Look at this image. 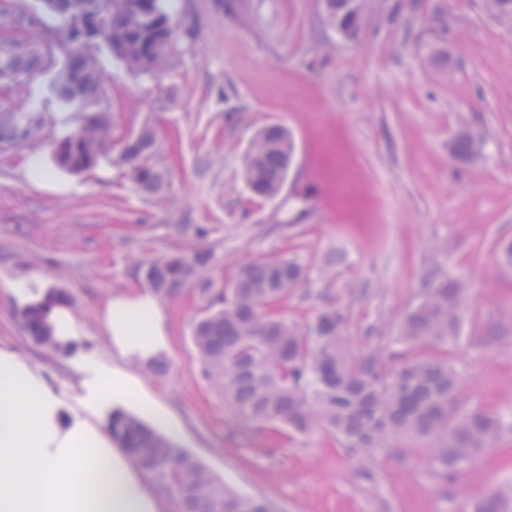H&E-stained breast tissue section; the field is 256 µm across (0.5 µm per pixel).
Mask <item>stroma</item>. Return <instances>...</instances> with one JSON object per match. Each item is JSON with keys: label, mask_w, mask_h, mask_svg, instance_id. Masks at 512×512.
Returning a JSON list of instances; mask_svg holds the SVG:
<instances>
[{"label": "stroma", "mask_w": 512, "mask_h": 512, "mask_svg": "<svg viewBox=\"0 0 512 512\" xmlns=\"http://www.w3.org/2000/svg\"><path fill=\"white\" fill-rule=\"evenodd\" d=\"M357 39L341 37L321 0H248L243 18L212 0H181L172 23L194 29L173 66L148 78L112 63L104 102L125 130L150 122L166 180L152 192L125 167L55 168L50 140L0 155V346L43 377L67 417L106 430L113 405L96 390L118 367L165 409L175 441L228 487L276 502L281 512H473L512 481V426L454 483L434 472L420 443L374 456L353 453L322 428L283 438L243 424L200 376L192 289L163 300L171 327L166 369L155 373L112 353L97 319L102 302L143 287L140 263L195 245L177 224H206L220 275L280 254L307 268L288 299L306 326L327 305L346 317L355 348L400 350L405 314L433 270L466 276L463 324L450 347L466 406L512 413V28L479 0H389ZM40 78L52 138L80 122ZM295 142L288 178L273 199L252 197L240 158L265 125ZM483 132L477 152L455 159L461 128ZM46 174L32 178V163ZM300 227L292 222L299 211ZM64 289L78 330L75 352L43 359L15 313L29 286ZM379 332L367 341V328Z\"/></svg>", "instance_id": "1"}]
</instances>
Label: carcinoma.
<instances>
[{
  "instance_id": "cac0c4a2",
  "label": "carcinoma",
  "mask_w": 512,
  "mask_h": 512,
  "mask_svg": "<svg viewBox=\"0 0 512 512\" xmlns=\"http://www.w3.org/2000/svg\"><path fill=\"white\" fill-rule=\"evenodd\" d=\"M159 17L140 15V0H53L52 23L27 11L22 0L0 11V31L10 50L0 55V88L15 89L22 105L0 112V153L44 135L39 112L38 76L60 65L52 92L65 108L74 97L83 106L101 95L107 66L122 63L129 71L146 70L160 76L171 66L180 44L166 0H154ZM383 0H334L328 22L346 39L355 37L362 22L382 9ZM493 20L512 26V0H482ZM98 17V45L86 50L67 24L81 16ZM135 43L123 54L110 46L132 25ZM40 30L41 48L30 49L23 32ZM56 30L65 55L55 54L46 32ZM28 76L25 85L18 83ZM61 152H52L54 165L69 173L117 162L144 188L159 184L162 174L153 160V128L116 137L115 123L101 112H85L78 126L62 137ZM476 138L464 128L456 134L452 155L461 161L474 152ZM294 141L287 128H261L242 155L245 183L252 195L276 197L288 177ZM220 259L206 244L190 250L175 248L142 264L143 280L159 298H174L192 288L203 301L194 320L191 339L200 375L224 393V400L249 425L305 434L319 426L346 448L364 455L410 438L428 447L435 472L450 482L468 463L495 445L505 424L498 410L460 406L462 381L449 350L461 331L462 308L469 282L462 277L433 273L424 284L421 301L405 315L401 352L379 347L354 352L345 334L342 314L334 308L317 312L306 329L288 322L281 312L288 297L302 289L307 270L279 254L245 262L227 283L217 280ZM67 301L61 289L19 312L27 337L54 358L69 354L71 344L43 327L54 306ZM112 442L143 473L176 499L180 512H276L264 497L236 493L193 454L147 425L140 418L116 410L108 423ZM477 512H512V486L496 488L483 498Z\"/></svg>"
}]
</instances>
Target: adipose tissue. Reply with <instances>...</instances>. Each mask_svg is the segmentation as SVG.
<instances>
[{
  "label": "adipose tissue",
  "instance_id": "ef3b65f1",
  "mask_svg": "<svg viewBox=\"0 0 512 512\" xmlns=\"http://www.w3.org/2000/svg\"><path fill=\"white\" fill-rule=\"evenodd\" d=\"M98 320L121 355L147 362L168 346L167 316L149 290L109 298ZM59 408L46 382L0 348V512H161L111 436Z\"/></svg>",
  "mask_w": 512,
  "mask_h": 512
}]
</instances>
